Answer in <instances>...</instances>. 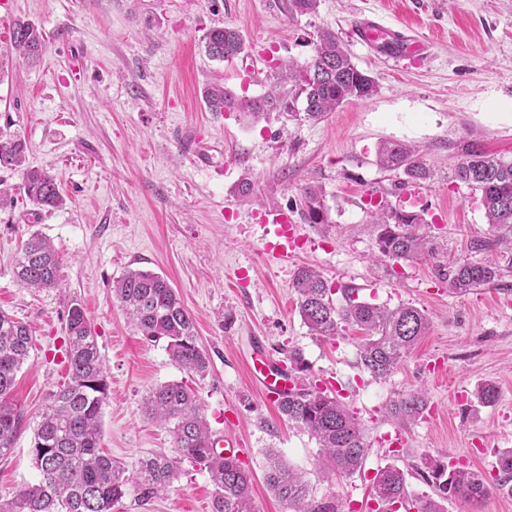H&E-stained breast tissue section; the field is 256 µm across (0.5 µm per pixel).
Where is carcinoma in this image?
<instances>
[{
  "instance_id": "1",
  "label": "carcinoma",
  "mask_w": 512,
  "mask_h": 512,
  "mask_svg": "<svg viewBox=\"0 0 512 512\" xmlns=\"http://www.w3.org/2000/svg\"><path fill=\"white\" fill-rule=\"evenodd\" d=\"M318 0H286L288 15L312 14ZM13 48L27 59L44 49L41 30L28 21L15 23ZM246 41L234 28H214L206 35L207 55L230 61L243 54ZM275 83L261 96L248 97L215 85L205 92L212 112H238L256 121L270 112L318 121L341 105L368 99L378 83L360 70L341 38L329 29L317 32L314 55L305 64L292 61L276 65ZM288 88H283V85ZM304 103L298 109V102ZM26 142L18 136L0 134V167H20L25 161ZM377 164L400 175L405 185L430 178L420 150L399 142H384ZM453 178L480 193L494 241L512 246V160L487 155L475 141L462 148ZM23 189L39 210L61 207L64 198L56 176L39 169L23 171ZM304 215L313 224L325 223L323 192L318 186L303 188ZM378 258L398 263L427 256L435 270L454 291L463 293L489 285L502 277V266L486 263H448L438 259L435 247L422 231L423 218L396 208L373 213ZM62 262L51 244L38 232L23 241L15 261L16 280L27 288H56ZM298 312L309 334L319 339L336 335L346 324L363 333L357 364L376 379L389 376L400 360L426 335L429 322L418 308L402 304L388 308L359 298L355 290L335 291L310 268L300 269L294 279ZM117 300L125 308L137 331L146 340L166 342L173 363L193 377L203 378L211 360L197 339L195 319L183 306L168 280L158 274L130 270L113 284ZM67 337L64 363L68 382L48 394V403L34 429L32 456L39 473L36 483L19 490L0 512H112L126 494L128 485L138 489L137 500L147 505L168 490L181 473L185 461L207 471L215 487L212 512H255L249 472L234 458L215 451L214 434L194 389L185 381H173L153 389L145 399L148 415L171 423L173 448L144 457L136 469L104 453L101 410L107 396L106 368L96 333L76 300L67 304ZM33 331L30 324L0 311V457L12 453L20 433L24 412L12 398L16 373L28 356ZM499 397L496 384L485 382L474 392L476 402L488 407ZM427 407L420 391L401 395L390 404L391 415L403 420L419 417ZM279 413L308 432L318 443L325 461L342 477L363 471L368 453L363 428L332 392L314 385L278 401ZM431 494L409 493L405 472L388 465L374 476V512H446L445 503L460 500L481 503L491 493L512 494V448L498 451L493 471L483 475L462 466L450 468L436 461L427 463ZM275 495L291 512H341L334 498L318 500L302 477L271 457L265 475Z\"/></svg>"
}]
</instances>
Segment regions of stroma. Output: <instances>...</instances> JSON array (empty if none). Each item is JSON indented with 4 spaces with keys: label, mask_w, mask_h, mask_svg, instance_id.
<instances>
[{
    "label": "stroma",
    "mask_w": 512,
    "mask_h": 512,
    "mask_svg": "<svg viewBox=\"0 0 512 512\" xmlns=\"http://www.w3.org/2000/svg\"><path fill=\"white\" fill-rule=\"evenodd\" d=\"M406 30L426 41L414 63L369 53L346 34L358 18ZM36 24L45 49L25 63L12 49L16 21ZM224 25L247 52L215 61L206 33ZM345 37L377 93L324 119L291 121L271 113L257 123L236 112L213 117L204 98L215 83L247 96L268 91L278 62L303 63L317 30ZM0 133L28 145L25 165L57 175L62 207L39 212L20 171L0 168L12 203L0 207V310L28 322L34 342L13 398L25 428L0 460V502L35 483L33 428L48 394L63 385L66 304L82 303L98 335L107 374L101 447L135 469L140 458L170 449L169 426L148 419L147 393L190 380L212 431L242 448L256 512H286L265 480L269 453L304 474L316 498L336 497L343 512H370L371 479L394 464L410 492L428 491L424 459L487 472L497 451L512 448V271L466 294L440 280L429 258L375 262L374 204L421 214L441 255L457 261L499 258L487 246L480 196L452 177L463 142L512 159V0H319L311 15L289 16L285 0H7L0 5ZM208 149L199 165L184 141ZM421 146L431 177L408 193L380 169L381 143ZM258 201L242 199L244 174ZM321 187L326 223L303 215L302 189ZM281 208L301 227L303 249L286 262L261 250V212ZM39 232L62 260L59 287H22L13 272L19 244ZM317 269L332 288L387 307L412 305L429 331L386 379L356 364L360 331L311 336L292 288L298 267ZM167 277L196 321L211 371L188 379L165 343H151L128 321L112 286L127 270ZM246 270V283L236 279ZM279 361L301 350L315 379L334 378L361 422L369 446L360 475L322 467L319 447L289 424L252 379L255 345ZM486 380L499 400L479 406ZM422 391L428 408L414 421L391 417L399 394ZM400 432L401 448L377 441ZM160 498L140 505L128 489L114 512H211L208 473L182 463Z\"/></svg>",
    "instance_id": "stroma-1"
}]
</instances>
